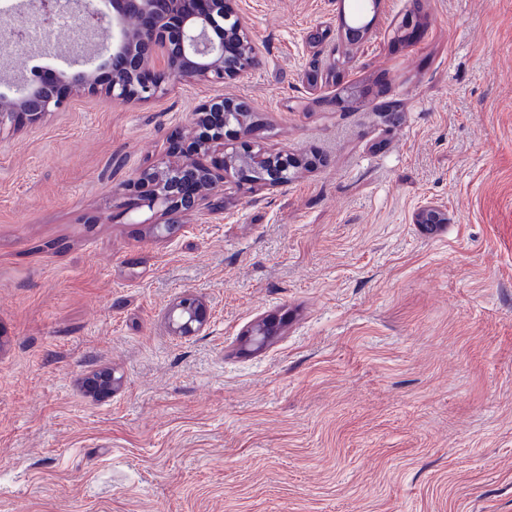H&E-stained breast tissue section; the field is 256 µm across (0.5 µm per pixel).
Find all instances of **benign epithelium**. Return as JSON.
Returning a JSON list of instances; mask_svg holds the SVG:
<instances>
[{"label":"benign epithelium","mask_w":512,"mask_h":512,"mask_svg":"<svg viewBox=\"0 0 512 512\" xmlns=\"http://www.w3.org/2000/svg\"><path fill=\"white\" fill-rule=\"evenodd\" d=\"M203 13L182 11L184 0H112L113 57L110 78L103 82L96 71L82 68L58 78L29 84L14 98L0 97V128L17 114L38 122L59 109L72 94L100 93L117 104L147 101L164 93L163 79L151 70L163 62L172 84L187 80L222 83L246 75L257 63L256 46L233 0H206ZM224 30L216 41L209 31ZM232 39L239 51L230 54L224 41ZM252 109L244 101L216 98L193 113V136L174 143L173 158H163L143 169L121 188L133 193L134 205L157 216L163 232L181 224L183 215L202 206L224 209V183L234 178L238 186L255 185L249 170L268 156L249 139ZM238 117L233 123L230 115ZM260 186L279 189L288 185L286 171L299 159L276 154ZM417 224H446L448 211L436 202L419 206ZM203 304L192 294L182 295L170 308L168 322L178 336H196L207 325ZM274 325L259 320L248 332L253 344L264 346L275 335Z\"/></svg>","instance_id":"7a95c632"}]
</instances>
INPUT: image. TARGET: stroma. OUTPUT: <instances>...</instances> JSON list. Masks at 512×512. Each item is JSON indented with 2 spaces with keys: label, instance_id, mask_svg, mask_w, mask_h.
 <instances>
[{
  "label": "stroma",
  "instance_id": "35a3bbf8",
  "mask_svg": "<svg viewBox=\"0 0 512 512\" xmlns=\"http://www.w3.org/2000/svg\"><path fill=\"white\" fill-rule=\"evenodd\" d=\"M236 7L244 78L0 130V512H512V0ZM70 59L14 52L0 96ZM215 97L318 162L157 232L121 186ZM416 224H447L448 211L436 202H426L415 213ZM203 304L193 294L182 295L170 308L168 322L177 336H195L207 325Z\"/></svg>",
  "mask_w": 512,
  "mask_h": 512
}]
</instances>
